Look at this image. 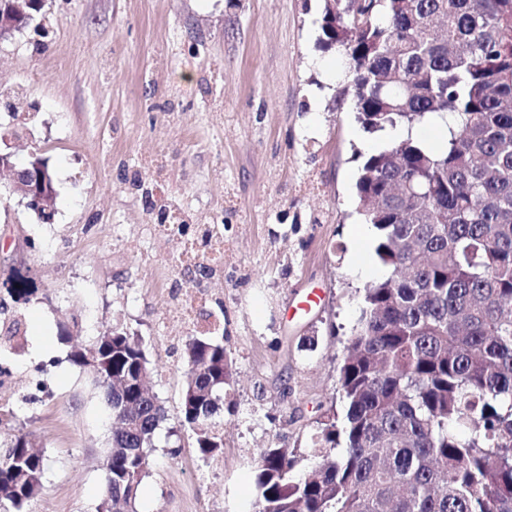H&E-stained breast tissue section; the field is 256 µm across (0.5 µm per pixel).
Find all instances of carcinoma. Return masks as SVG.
Wrapping results in <instances>:
<instances>
[{"label":"carcinoma","instance_id":"cac0c4a2","mask_svg":"<svg viewBox=\"0 0 512 512\" xmlns=\"http://www.w3.org/2000/svg\"><path fill=\"white\" fill-rule=\"evenodd\" d=\"M336 0L318 39L348 64L341 94L365 132L355 183L387 274L339 363L344 407L311 436L318 459L265 448L255 512H512V0ZM454 117L434 149L410 131ZM6 292L27 305L28 280ZM181 420L207 461L224 448V337L190 336ZM68 360L103 389L112 429L97 512H136L165 411L141 339L121 323ZM45 473L28 434L0 443V512H29Z\"/></svg>","mask_w":512,"mask_h":512}]
</instances>
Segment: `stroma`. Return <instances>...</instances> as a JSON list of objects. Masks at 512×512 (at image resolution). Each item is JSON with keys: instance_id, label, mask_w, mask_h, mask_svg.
I'll use <instances>...</instances> for the list:
<instances>
[{"instance_id": "1", "label": "stroma", "mask_w": 512, "mask_h": 512, "mask_svg": "<svg viewBox=\"0 0 512 512\" xmlns=\"http://www.w3.org/2000/svg\"><path fill=\"white\" fill-rule=\"evenodd\" d=\"M320 12L321 0H53L47 46L0 45V92L34 115L15 160L47 157L58 189L50 225L0 191V280L19 271L38 290L24 351L0 355V404L16 414L0 438L28 432L45 458L32 512L97 510L109 408L67 354L118 320L140 336L165 409L138 512H253L260 452L304 448L342 409L338 363L365 287L386 273L374 247L365 275L350 254L358 156L379 141L336 95L346 60L319 48ZM163 205L223 226L199 317L220 319L233 377L208 463L180 422L194 330L174 317L189 283L180 246L150 233Z\"/></svg>"}]
</instances>
